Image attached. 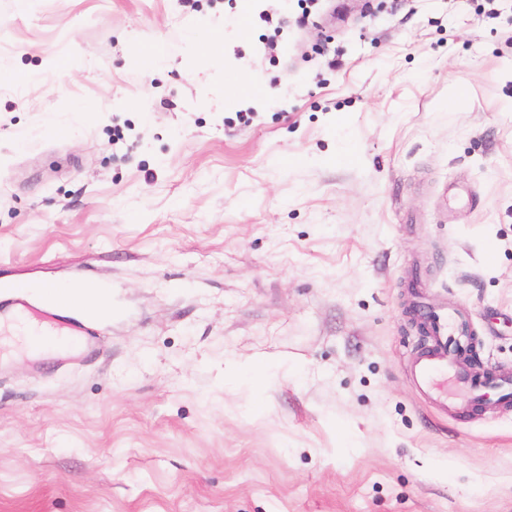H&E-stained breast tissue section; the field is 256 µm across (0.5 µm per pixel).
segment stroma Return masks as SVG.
Listing matches in <instances>:
<instances>
[{"label":"stroma","instance_id":"1","mask_svg":"<svg viewBox=\"0 0 512 512\" xmlns=\"http://www.w3.org/2000/svg\"><path fill=\"white\" fill-rule=\"evenodd\" d=\"M510 102L512 0H0V282L104 286L0 344V512H512L405 313L512 374Z\"/></svg>","mask_w":512,"mask_h":512}]
</instances>
